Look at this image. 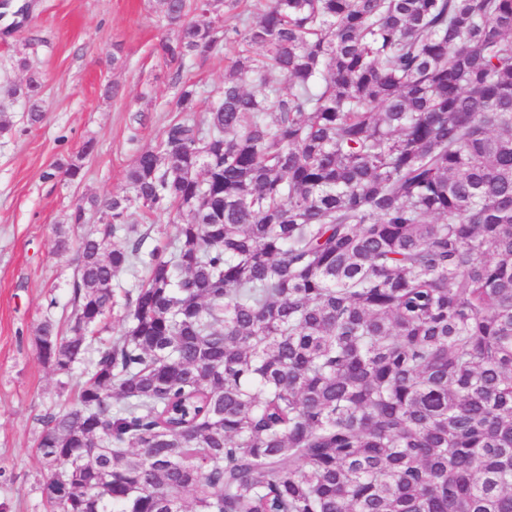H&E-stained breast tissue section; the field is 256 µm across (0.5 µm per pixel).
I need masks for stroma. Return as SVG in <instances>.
Returning a JSON list of instances; mask_svg holds the SVG:
<instances>
[{
    "label": "stroma",
    "mask_w": 512,
    "mask_h": 512,
    "mask_svg": "<svg viewBox=\"0 0 512 512\" xmlns=\"http://www.w3.org/2000/svg\"><path fill=\"white\" fill-rule=\"evenodd\" d=\"M159 0H10L0 8V504L6 512H48V477L39 437L43 417L74 401L76 387L42 363L34 329L51 317L70 326L75 251L57 252L55 228L84 198L120 194L126 170L155 146L175 118L167 103L172 72L155 53L169 37ZM122 64L112 67L113 50ZM25 54L29 69L15 58ZM236 53L227 45L191 63L184 75L207 89L222 86ZM43 82L44 117L26 121L28 105L15 95L28 72ZM117 84L113 97L104 89ZM95 152L85 176L71 183L53 175L88 139Z\"/></svg>",
    "instance_id": "35a3bbf8"
}]
</instances>
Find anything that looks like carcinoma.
<instances>
[{"label": "carcinoma", "mask_w": 512, "mask_h": 512, "mask_svg": "<svg viewBox=\"0 0 512 512\" xmlns=\"http://www.w3.org/2000/svg\"><path fill=\"white\" fill-rule=\"evenodd\" d=\"M243 2L162 0L183 117L69 215L100 224L68 334L34 330L79 372L43 418L51 508L512 512V0ZM226 44L197 119L184 69ZM42 91L13 90L31 125ZM172 211L144 250L134 214Z\"/></svg>", "instance_id": "obj_1"}]
</instances>
